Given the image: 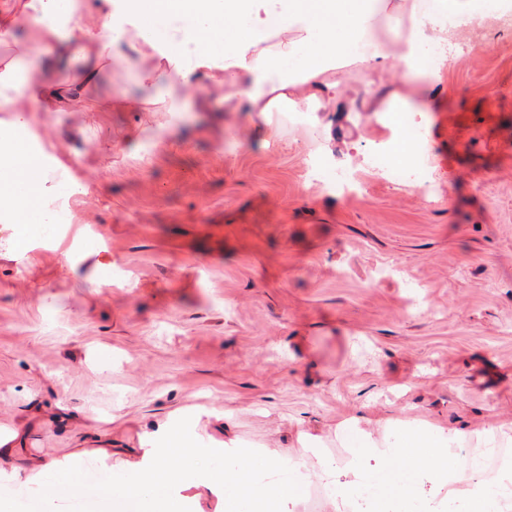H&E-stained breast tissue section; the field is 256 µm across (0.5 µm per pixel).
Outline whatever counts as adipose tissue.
<instances>
[{"label": "adipose tissue", "instance_id": "ef3b65f1", "mask_svg": "<svg viewBox=\"0 0 512 512\" xmlns=\"http://www.w3.org/2000/svg\"><path fill=\"white\" fill-rule=\"evenodd\" d=\"M113 17L103 20L102 5ZM376 0H13L0 12V28L32 19L31 53L56 50L79 66L67 87L21 78L17 66L0 70V112L25 127L33 112H62L83 98L107 58L120 43L155 47L178 71L183 83L201 86L218 79L233 87L224 106L229 112L268 113L298 99L316 101L335 92L340 64L364 71L387 67L419 68L418 51L447 44L448 31L438 17L476 19L507 10L506 0H427L414 22L406 51L355 56L357 38L370 26ZM39 152L25 138L0 131V212L17 224H29L44 194ZM337 442L349 448L344 466L310 448L292 456L259 461L254 449L237 441L217 448L230 459L224 471V512H280L298 501L302 483L317 475L331 499L363 485L378 483L383 498L400 506L418 504L420 512H440L443 498L460 497L466 512H501L512 501V471L493 483L467 477L457 469V452L466 444L497 448L512 442V425L493 430L441 428L425 421L399 423L350 416L337 424ZM179 471L165 465L133 464L132 482L142 500L166 501L180 484Z\"/></svg>", "mask_w": 512, "mask_h": 512}]
</instances>
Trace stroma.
<instances>
[{
    "mask_svg": "<svg viewBox=\"0 0 512 512\" xmlns=\"http://www.w3.org/2000/svg\"><path fill=\"white\" fill-rule=\"evenodd\" d=\"M419 3L380 13L356 54L392 50ZM476 36L486 52L426 80L413 138L374 104L402 73L349 67L312 112H228L221 87L141 85L147 47L101 72L106 109L31 113L45 221L0 215V502L56 512L54 471L88 454L125 481L173 425L195 443L167 460L180 512H224L196 485L223 484L209 450L228 438L275 457L298 425L360 412L512 422V26L456 39ZM122 96L152 105L111 108ZM397 151L421 160L418 185L388 178ZM349 166L361 186L332 189Z\"/></svg>",
    "mask_w": 512,
    "mask_h": 512,
    "instance_id": "obj_1",
    "label": "stroma"
}]
</instances>
